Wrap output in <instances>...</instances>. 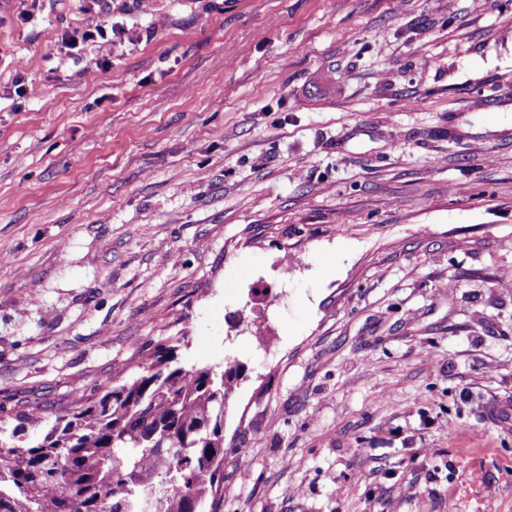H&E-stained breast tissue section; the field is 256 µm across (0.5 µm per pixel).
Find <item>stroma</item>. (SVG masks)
<instances>
[{
    "instance_id": "stroma-1",
    "label": "stroma",
    "mask_w": 512,
    "mask_h": 512,
    "mask_svg": "<svg viewBox=\"0 0 512 512\" xmlns=\"http://www.w3.org/2000/svg\"><path fill=\"white\" fill-rule=\"evenodd\" d=\"M507 271L512 0H0V429L173 337L224 512H512Z\"/></svg>"
}]
</instances>
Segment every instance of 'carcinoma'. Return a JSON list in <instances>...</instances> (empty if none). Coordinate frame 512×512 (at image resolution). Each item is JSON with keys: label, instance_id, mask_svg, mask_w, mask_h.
I'll list each match as a JSON object with an SVG mask.
<instances>
[{"label": "carcinoma", "instance_id": "carcinoma-1", "mask_svg": "<svg viewBox=\"0 0 512 512\" xmlns=\"http://www.w3.org/2000/svg\"><path fill=\"white\" fill-rule=\"evenodd\" d=\"M238 377L181 367L165 342L93 399L17 413L0 439V512H223L224 412Z\"/></svg>", "mask_w": 512, "mask_h": 512}]
</instances>
